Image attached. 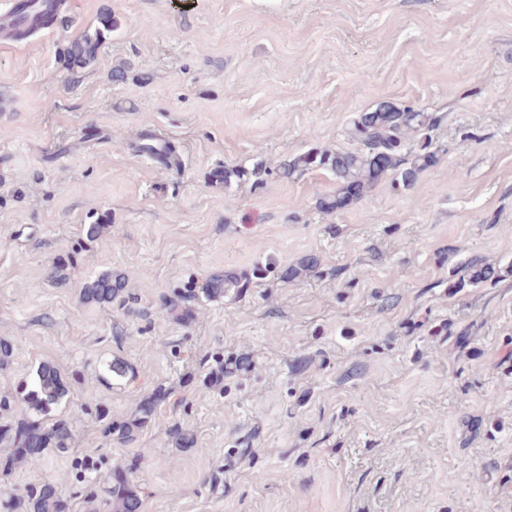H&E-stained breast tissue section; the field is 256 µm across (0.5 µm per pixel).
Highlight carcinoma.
Segmentation results:
<instances>
[{
    "label": "carcinoma",
    "instance_id": "1",
    "mask_svg": "<svg viewBox=\"0 0 512 512\" xmlns=\"http://www.w3.org/2000/svg\"><path fill=\"white\" fill-rule=\"evenodd\" d=\"M112 31V16L100 17V27L75 39L67 48L65 58L70 69L83 68L95 59L104 33ZM435 126L434 118L427 112L410 106L377 107L360 113L352 122L348 133L352 140L364 147L361 152H328L308 150L282 166L287 176L297 169L322 167L336 178V192L319 201L326 213L337 211L348 203L363 197L382 178L397 175L405 184H412L429 166L433 154H416L407 160L401 156L404 139L412 134L426 141ZM317 256L310 254L285 270L269 263L254 269L253 275L266 277L270 274L293 281L315 270ZM470 282L474 284L494 282L497 272L490 265L477 261L469 263ZM251 275V276H253ZM251 276L227 273L211 277L199 288H182L165 298L162 308L175 318L191 320L193 305L201 300L212 301L229 291L241 293ZM127 285L126 276L120 272H105L86 282L81 289V299L94 304H110L123 298ZM209 360L213 365L208 372L209 384L224 386V352L214 351ZM69 395V383L60 370L49 362L39 364L24 389V401L28 413L17 422L0 423V441L7 442L12 451L0 459V470L9 472L19 464L31 466L38 463L47 450L65 453L74 440L71 422L57 414ZM169 391L156 388L144 398L134 412L124 420L112 418V409L87 406L80 412L94 417L102 426L103 433L120 442L129 443L144 429L160 425L157 414L159 403L166 401ZM113 512H141L142 497L129 484L118 482L108 490ZM15 512H63L60 492L52 482L32 485L17 496Z\"/></svg>",
    "mask_w": 512,
    "mask_h": 512
}]
</instances>
